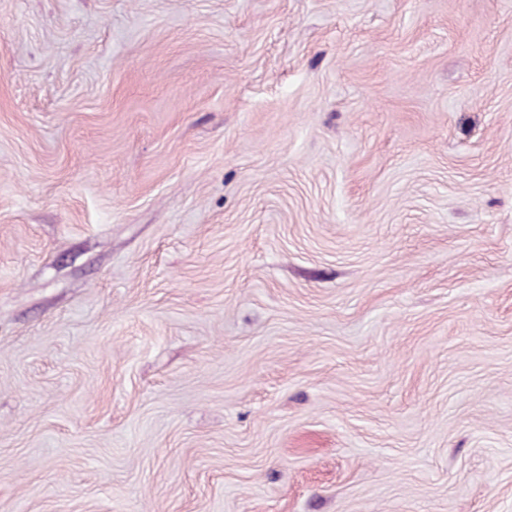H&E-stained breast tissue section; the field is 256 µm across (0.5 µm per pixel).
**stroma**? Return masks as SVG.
I'll return each instance as SVG.
<instances>
[{
	"instance_id": "1",
	"label": "stroma",
	"mask_w": 512,
	"mask_h": 512,
	"mask_svg": "<svg viewBox=\"0 0 512 512\" xmlns=\"http://www.w3.org/2000/svg\"><path fill=\"white\" fill-rule=\"evenodd\" d=\"M0 512H512V0H0Z\"/></svg>"
}]
</instances>
